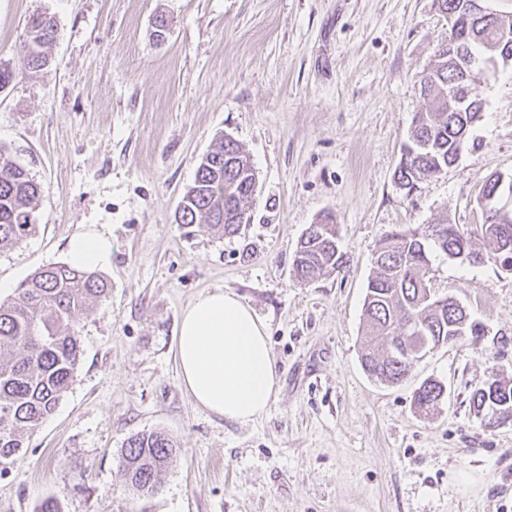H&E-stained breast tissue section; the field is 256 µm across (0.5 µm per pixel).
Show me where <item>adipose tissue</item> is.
I'll return each mask as SVG.
<instances>
[{"label": "adipose tissue", "instance_id": "ef3b65f1", "mask_svg": "<svg viewBox=\"0 0 512 512\" xmlns=\"http://www.w3.org/2000/svg\"><path fill=\"white\" fill-rule=\"evenodd\" d=\"M68 255L75 266L104 268L112 263V241L90 228L70 240ZM175 358L195 405L229 421L254 422L279 391L267 329L230 290L202 293L185 308Z\"/></svg>", "mask_w": 512, "mask_h": 512}]
</instances>
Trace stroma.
Listing matches in <instances>:
<instances>
[{
    "label": "stroma",
    "instance_id": "1",
    "mask_svg": "<svg viewBox=\"0 0 512 512\" xmlns=\"http://www.w3.org/2000/svg\"><path fill=\"white\" fill-rule=\"evenodd\" d=\"M53 15L50 64L25 72L26 23ZM167 21L157 31V17ZM448 37L435 0H0V144L36 176L38 228L0 249V300L96 225L112 240L109 297L79 313L82 356L54 412L0 468V512H512V425L472 391L512 379V271L439 256L432 286L488 334L422 353L387 386L361 365L374 251L398 229L483 223L476 195L512 175V68L478 83L484 118L461 160L413 190L394 180L425 108L418 78ZM258 175L237 235L175 222L220 136ZM342 271L309 281L293 252L324 214ZM235 292L268 331L280 391L240 425L196 407L175 340L198 295ZM428 378L448 395L413 407ZM176 445L156 490L118 472L138 433Z\"/></svg>",
    "mask_w": 512,
    "mask_h": 512
}]
</instances>
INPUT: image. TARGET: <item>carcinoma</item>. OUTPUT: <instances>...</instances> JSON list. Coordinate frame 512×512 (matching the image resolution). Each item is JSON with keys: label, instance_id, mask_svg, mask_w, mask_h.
Listing matches in <instances>:
<instances>
[{"label": "carcinoma", "instance_id": "cac0c4a2", "mask_svg": "<svg viewBox=\"0 0 512 512\" xmlns=\"http://www.w3.org/2000/svg\"><path fill=\"white\" fill-rule=\"evenodd\" d=\"M34 21L32 16L27 22L24 44L30 73L48 66L46 49L57 36L53 17L43 16L38 29ZM498 36L495 28L476 33L457 20L448 29V41L436 45L434 64L419 79L428 108L416 113L402 145L394 173L397 182L414 187L420 179L447 170L465 151L471 130L483 116L484 101L473 91L465 107L457 106L455 100L461 98L458 68L469 64L482 71L486 80L496 77L498 67L486 59ZM452 50L462 51L456 63L446 58ZM255 177L244 146L222 137L199 162L176 222L206 224L226 235L237 233L243 215L249 214ZM495 188L490 178L477 197L487 223L476 230L465 232L441 219L395 231L376 248L363 314L369 341L361 355L364 369L376 381L389 386L410 374L419 342L416 330L433 348L482 337V323L462 305L442 303L431 292L430 273L437 252L463 265L512 260V223L496 221L499 194ZM38 194L36 179L0 146V249L20 244L36 229L33 213ZM337 239V225L327 214L298 242L293 261L296 276L307 281L341 268ZM109 291L107 280L97 271L56 263L38 269L14 299L0 303V463L18 458L27 434L52 414L69 388L82 355L75 315L106 299ZM445 393L441 382L423 381L414 393L416 412L434 413ZM470 404L488 428L512 419V380L491 373L472 392ZM174 451V442L161 431L136 434L122 453V476L136 491L151 493Z\"/></svg>", "mask_w": 512, "mask_h": 512}]
</instances>
